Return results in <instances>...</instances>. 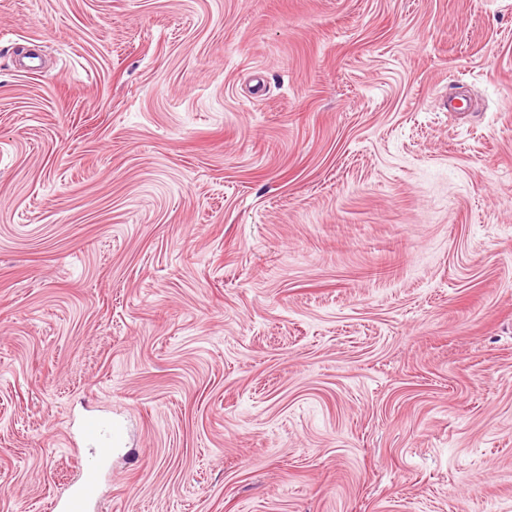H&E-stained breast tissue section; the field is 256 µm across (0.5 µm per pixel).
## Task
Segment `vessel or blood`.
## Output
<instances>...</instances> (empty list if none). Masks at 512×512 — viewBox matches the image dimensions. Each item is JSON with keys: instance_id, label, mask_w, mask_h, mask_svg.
<instances>
[{"instance_id": "obj_1", "label": "vessel or blood", "mask_w": 512, "mask_h": 512, "mask_svg": "<svg viewBox=\"0 0 512 512\" xmlns=\"http://www.w3.org/2000/svg\"><path fill=\"white\" fill-rule=\"evenodd\" d=\"M80 431L85 443L96 452L97 463L86 469L80 484L67 497L56 499L52 503L53 512H90L98 493L99 466L112 455V432L99 418H85L80 425Z\"/></svg>"}]
</instances>
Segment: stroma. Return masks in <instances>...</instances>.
I'll use <instances>...</instances> for the list:
<instances>
[{"instance_id":"obj_1","label":"stroma","mask_w":512,"mask_h":512,"mask_svg":"<svg viewBox=\"0 0 512 512\" xmlns=\"http://www.w3.org/2000/svg\"><path fill=\"white\" fill-rule=\"evenodd\" d=\"M89 415L99 512H512V0H0V512Z\"/></svg>"}]
</instances>
